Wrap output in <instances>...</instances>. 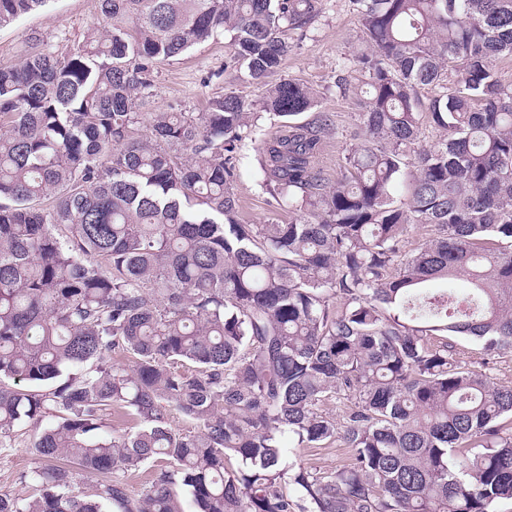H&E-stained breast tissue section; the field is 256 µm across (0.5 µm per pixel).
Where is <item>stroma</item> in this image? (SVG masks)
<instances>
[{
    "instance_id": "stroma-1",
    "label": "stroma",
    "mask_w": 512,
    "mask_h": 512,
    "mask_svg": "<svg viewBox=\"0 0 512 512\" xmlns=\"http://www.w3.org/2000/svg\"><path fill=\"white\" fill-rule=\"evenodd\" d=\"M100 15V0H50L46 9L27 14L0 28V62H17L40 37L63 52L81 42L86 30ZM292 45L277 76L309 87L317 101V111L327 113L333 124L319 165L335 176L350 145L349 133L367 99L363 82L349 92L336 86L340 64L352 54L365 51L368 44L351 0H320L317 16L305 28L289 33ZM227 37L206 42L187 54L161 62L154 71L153 85L143 109L163 112H200L210 98L232 91L260 113L255 141L246 142L241 154V177L235 187L239 199L238 219L243 224L283 223L287 209L273 205L272 198L257 173L256 140L275 131L278 117L262 113L263 90L247 80L229 63ZM463 359L472 370L481 372L503 386H512V351L486 355L472 342L466 343ZM30 429L17 431L10 447L0 448V493L30 496L35 492L25 475L42 467L43 460L31 446Z\"/></svg>"
}]
</instances>
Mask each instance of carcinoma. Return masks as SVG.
<instances>
[{
	"instance_id": "cac0c4a2",
	"label": "carcinoma",
	"mask_w": 512,
	"mask_h": 512,
	"mask_svg": "<svg viewBox=\"0 0 512 512\" xmlns=\"http://www.w3.org/2000/svg\"><path fill=\"white\" fill-rule=\"evenodd\" d=\"M49 0H0V27ZM369 87L336 180L329 119L272 83L317 0H101L64 53L0 64V447L34 428L40 493L0 512H490L512 499V387L459 336L512 348V0H353ZM229 34L231 62L288 118L258 172L286 224H242L234 185L257 115L140 111L155 65ZM460 72L420 111L418 90ZM438 133L421 141L422 122ZM438 236L410 253V225ZM464 273L469 291L432 289ZM126 361L112 362V351ZM347 403L342 420L321 404ZM124 409L136 430L101 432ZM194 425L179 432L173 415ZM340 441L350 463L294 468ZM160 469L139 499L121 476ZM107 478L97 492L82 477Z\"/></svg>"
}]
</instances>
